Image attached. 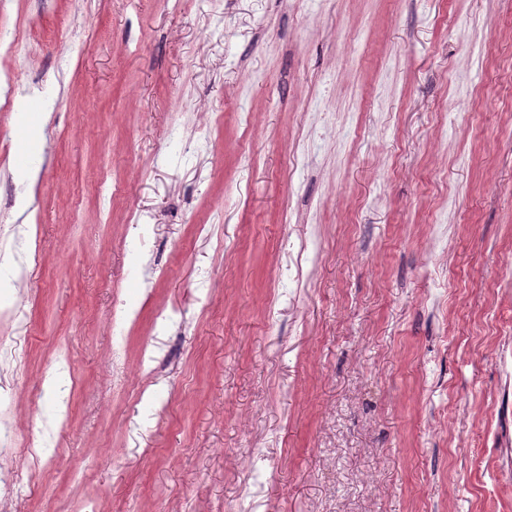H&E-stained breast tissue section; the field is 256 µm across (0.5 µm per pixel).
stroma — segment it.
Segmentation results:
<instances>
[{
  "instance_id": "1",
  "label": "stroma",
  "mask_w": 512,
  "mask_h": 512,
  "mask_svg": "<svg viewBox=\"0 0 512 512\" xmlns=\"http://www.w3.org/2000/svg\"><path fill=\"white\" fill-rule=\"evenodd\" d=\"M1 31L40 84L0 112L17 512H512V0H10Z\"/></svg>"
}]
</instances>
